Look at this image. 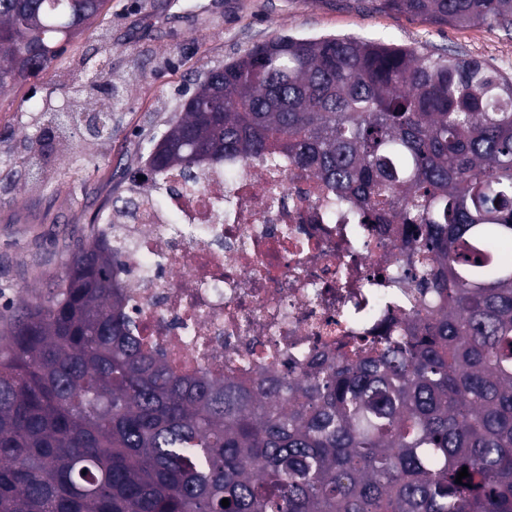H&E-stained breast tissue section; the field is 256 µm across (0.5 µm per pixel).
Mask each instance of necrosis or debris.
Here are the masks:
<instances>
[{"label":"necrosis or debris","mask_w":512,"mask_h":512,"mask_svg":"<svg viewBox=\"0 0 512 512\" xmlns=\"http://www.w3.org/2000/svg\"><path fill=\"white\" fill-rule=\"evenodd\" d=\"M207 164L196 183L164 177L154 198L112 227L127 247L114 274L145 342L180 373L251 381L299 368L384 323L406 296L379 282L403 247L363 224L321 183L280 165Z\"/></svg>","instance_id":"necrosis-or-debris-1"}]
</instances>
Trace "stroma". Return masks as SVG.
Segmentation results:
<instances>
[{"label":"stroma","mask_w":512,"mask_h":512,"mask_svg":"<svg viewBox=\"0 0 512 512\" xmlns=\"http://www.w3.org/2000/svg\"><path fill=\"white\" fill-rule=\"evenodd\" d=\"M354 35L482 57L512 74V34L441 26L378 8L376 0H111L100 30L70 44L40 75L0 93V309L46 300L63 275L68 242L107 223L114 198L138 190L154 138L206 70L278 33ZM111 59L112 73L98 63ZM113 88L112 133L32 137L48 112L77 96L97 108Z\"/></svg>","instance_id":"stroma-1"}]
</instances>
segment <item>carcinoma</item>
<instances>
[{
    "label": "carcinoma",
    "instance_id": "carcinoma-1",
    "mask_svg": "<svg viewBox=\"0 0 512 512\" xmlns=\"http://www.w3.org/2000/svg\"><path fill=\"white\" fill-rule=\"evenodd\" d=\"M380 5L512 32V0ZM108 10L0 0V90ZM226 156L285 158L361 223L403 224L409 312L292 377L180 375L135 333L94 226L50 298L0 316V512H512V76L277 35L203 72L145 166L191 180Z\"/></svg>",
    "mask_w": 512,
    "mask_h": 512
}]
</instances>
